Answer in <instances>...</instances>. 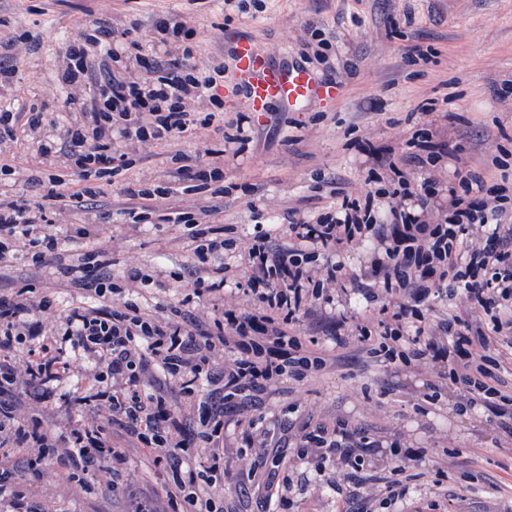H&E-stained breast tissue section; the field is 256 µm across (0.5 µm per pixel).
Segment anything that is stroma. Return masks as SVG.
<instances>
[{"instance_id": "stroma-1", "label": "stroma", "mask_w": 512, "mask_h": 512, "mask_svg": "<svg viewBox=\"0 0 512 512\" xmlns=\"http://www.w3.org/2000/svg\"><path fill=\"white\" fill-rule=\"evenodd\" d=\"M263 11L225 19L224 0H0V34L38 36L41 48L29 53L17 47L14 64L20 101L55 108L64 92L56 80V64L65 42L81 24L101 18L114 24L139 19L142 29L172 12L183 14L201 33L193 54L197 63L228 54L231 40L241 34L255 40L274 57L300 56L307 24L326 29L334 38L336 60L330 79L341 86L332 102L314 101L303 110L272 106L266 124L252 126L251 142L238 154L227 151L225 136L235 134L236 120L249 105L234 67H226L217 93L224 102V126L187 132L180 150L193 163L210 162L218 151L224 161V193L213 197L219 206L217 226L234 228L236 236L255 225L280 222L290 207L316 210L333 202L332 188L358 191L372 161L358 148L367 142L378 149L407 152L406 142L421 128L443 141L460 143L462 161L491 167L501 152L512 154V0H264ZM427 49L418 57L416 48ZM502 88V95L491 92ZM171 149L156 144L133 154L130 164L111 180L100 181L98 202L111 220L105 236L115 239L109 275L121 276L128 258L157 271L166 290L152 291L148 304L182 300V289L169 286L186 253L162 224H125L120 187L128 182L159 183L172 167ZM30 286L50 294L59 311L82 299L67 287L56 260L36 266L19 257L0 267V295ZM358 292L335 296L332 304H316L301 316L307 334L329 349V366L316 378L295 388L279 383L269 388L261 411L264 426L280 440V477L291 489L287 502L268 499L262 479L239 492L242 470L249 462L237 456L244 447L239 427L224 430V480L208 486L207 494L223 502L226 512H355L367 497L381 499L384 478L405 465L410 490L391 512H512V444L504 442L483 408L458 414L456 397L442 387L444 364L428 368H388L369 358L362 347L330 349L331 312L363 317ZM76 380L52 389L40 405L44 427L63 431L83 416L71 401ZM437 393L434 402L426 394ZM298 412H291L293 400ZM342 418L366 429L379 447L363 470L343 483V495L329 486L335 465L324 480L307 465H293L288 426ZM113 443L124 450L123 490L108 495L94 484L68 480L49 467L28 476L21 488L46 512H134L138 503L153 500L159 512L169 508L160 489L169 476L158 473L150 454L121 429ZM418 450L416 459L405 452ZM445 480H437V472Z\"/></svg>"}]
</instances>
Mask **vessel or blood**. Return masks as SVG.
Segmentation results:
<instances>
[{"mask_svg": "<svg viewBox=\"0 0 512 512\" xmlns=\"http://www.w3.org/2000/svg\"><path fill=\"white\" fill-rule=\"evenodd\" d=\"M231 54L256 120H265L270 106L275 103L294 110L315 100L337 98L340 94L339 86L304 65L274 61L250 37L234 38Z\"/></svg>", "mask_w": 512, "mask_h": 512, "instance_id": "b4317fda", "label": "vessel or blood"}]
</instances>
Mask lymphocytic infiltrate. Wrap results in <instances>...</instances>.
I'll return each mask as SVG.
<instances>
[{
  "mask_svg": "<svg viewBox=\"0 0 512 512\" xmlns=\"http://www.w3.org/2000/svg\"><path fill=\"white\" fill-rule=\"evenodd\" d=\"M138 28L134 19L119 28L97 19L65 46L57 81L84 85L86 93L62 100L61 111L76 118L55 136L44 133L49 119L42 108L21 105L12 95L16 70L6 59L18 36L0 40V146L44 158L59 153L66 168L49 175L41 200L0 194V264L22 254L40 265L75 240L98 237L108 215L97 209L91 177L115 174L141 145L164 143L175 149L168 181L125 185L120 193L129 223L167 225L186 249L191 263L174 277L185 296L159 313L145 312L133 295L162 288L155 270L132 262L115 281L105 272V251L93 246L63 268L68 284L88 293L92 305L60 314L49 295L29 287L0 297V447L22 449L30 466L56 465L114 494L122 488L117 466L124 461L112 442L118 427L149 449L158 470L181 469L175 479L180 504L171 512H224L196 486L224 478L227 419L249 429L248 478L279 465L267 432L255 430L253 410L272 385H301L326 368L300 317L318 302H332L333 292L349 283L380 308L372 327L336 319L335 347L357 343L395 367L446 363L445 377L459 391L458 410L482 405L512 438V392L506 389L512 362L503 354L512 349V183L489 182L479 167L465 164L452 186L433 177L412 184L403 163L434 167L458 156L457 148L421 131L403 160L372 153L373 189L341 192L326 212L289 209L281 245L267 233L238 242L211 225L217 207L158 206L185 180L207 186L224 179L223 165L193 169L177 148L191 128L223 122L224 106L213 90L224 61L194 62L198 32L181 14L154 20L142 37ZM384 170L391 174L385 186ZM53 209L82 212L86 219L61 231L48 218ZM357 245L368 248L365 265L349 278L339 257ZM233 249L247 257L248 309L212 303L228 280L224 254ZM437 300L447 301L450 312L432 323L423 310ZM218 354L224 366L216 371L211 359ZM74 377L83 380L84 394L76 400L85 410L82 421L59 434L32 427L24 396L49 393ZM203 380L213 386L210 395L199 390ZM173 390L197 409L195 438H188L168 397ZM195 441L209 455L181 465L179 452ZM293 446L297 459L315 471L329 462L357 471L374 443L364 429L339 419L303 423Z\"/></svg>",
  "mask_w": 512,
  "mask_h": 512,
  "instance_id": "lymphocytic-infiltrate-1",
  "label": "lymphocytic infiltrate"
}]
</instances>
